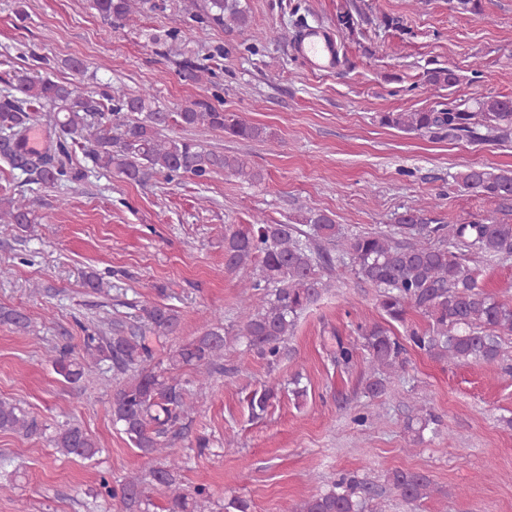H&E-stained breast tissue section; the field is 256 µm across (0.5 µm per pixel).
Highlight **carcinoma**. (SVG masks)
Returning a JSON list of instances; mask_svg holds the SVG:
<instances>
[{"instance_id": "obj_1", "label": "carcinoma", "mask_w": 512, "mask_h": 512, "mask_svg": "<svg viewBox=\"0 0 512 512\" xmlns=\"http://www.w3.org/2000/svg\"><path fill=\"white\" fill-rule=\"evenodd\" d=\"M95 9L113 26H125L156 0H92ZM192 21L202 30L222 27L244 31L251 15L243 0H190ZM0 90V133L3 151L22 169L29 182L51 186L61 180H79L85 170L70 166V149L78 147L92 168L115 173L139 183L151 174L173 181L182 177L205 180L223 172L252 184L264 179L241 154L208 150L186 136H168L175 126L183 130L208 128L230 138L257 141L268 138L265 128L249 123L232 112L201 98L169 111L143 90L113 94L87 90L74 82H58L38 74L36 68H12L5 72ZM424 83L439 90L455 91L460 77L451 67L429 68ZM54 110L55 126L63 138L43 152L24 149L26 132L42 118L45 107ZM379 122L390 128L431 138L466 140L473 143L512 139V97L488 94L456 99L446 108L431 107L414 112H382ZM459 185L485 200L512 199V169L470 166L455 176ZM0 223L14 224L21 231L34 223L32 202L21 193L0 192ZM303 231L291 224H269L262 219L245 229L230 228L224 234V266L247 267L260 259L253 280L244 287L269 290V298L248 313L244 328L248 350L273 364L286 348L300 315L324 293L320 269L332 264L327 246L342 243L352 260L354 274L379 289V308L388 320H404L412 309L426 321L421 331L401 338L385 325L374 322L358 327L362 349L378 368H400L408 348L450 362L496 364L501 359L499 332H512V306L495 299L480 284L481 270L465 262L464 253L490 257L512 256V223L492 217L473 218L462 224H435L427 212L406 208L395 214L389 232L351 234L342 232L332 216L310 211ZM448 230V243L430 239ZM138 330L126 336L89 333L83 338V354L73 356L65 346L52 363L58 375L70 384L80 383L90 365L111 364L112 370L129 376L112 395L111 415L141 456L153 459L169 447L170 438L182 429L193 411L192 392L207 387L219 368L226 339L209 330L185 341L167 354L168 367L152 366L154 350L148 335L168 338L177 333L181 316L175 308L156 301L138 307ZM0 322L18 331L30 327V318L16 308H0ZM336 366L349 368L356 357L355 345L333 337ZM194 366V378L171 374ZM275 398L268 387L254 392L251 413L264 412ZM0 431L32 436L41 432L37 419L20 405L0 399ZM56 452L89 460L99 453V442L78 424L58 428L51 438ZM149 482L169 490L167 512H188L187 494L174 486L168 466L149 471ZM387 483L401 499L415 507L430 494L432 480L413 470H393ZM144 482L132 479L112 492L129 512L143 504ZM375 496L373 487L355 474L340 477L332 488L306 499L300 512H365Z\"/></svg>"}]
</instances>
